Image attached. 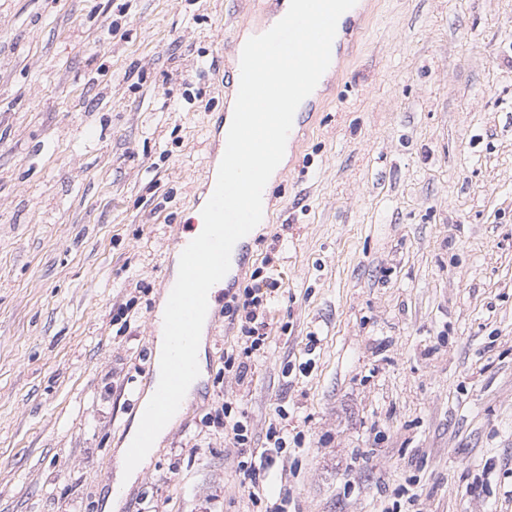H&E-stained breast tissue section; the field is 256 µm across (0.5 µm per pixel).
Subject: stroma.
<instances>
[{
	"label": "stroma",
	"mask_w": 512,
	"mask_h": 512,
	"mask_svg": "<svg viewBox=\"0 0 512 512\" xmlns=\"http://www.w3.org/2000/svg\"><path fill=\"white\" fill-rule=\"evenodd\" d=\"M374 2L224 283L277 279L264 356L225 371L216 305L117 512H512V0ZM263 24L253 0H0V512H103L224 122L216 55ZM209 320V315L206 314L198 320L196 327V345H197V359H196V369L192 375V377L186 383L183 399L186 403L190 402L193 399L194 393L198 385L201 383L205 376V361H204V350H203V333L206 329L207 323ZM182 402L180 408L177 412L183 411L185 409V402ZM233 407L231 402H224V407H221L220 410H217L214 419L215 422L220 425L222 428L224 427V435L227 437L230 443L235 448H241V454L244 453V448H250V444L252 441L251 434L247 428V420L245 412H238L237 414H232ZM245 421V423H244Z\"/></svg>",
	"instance_id": "1"
}]
</instances>
